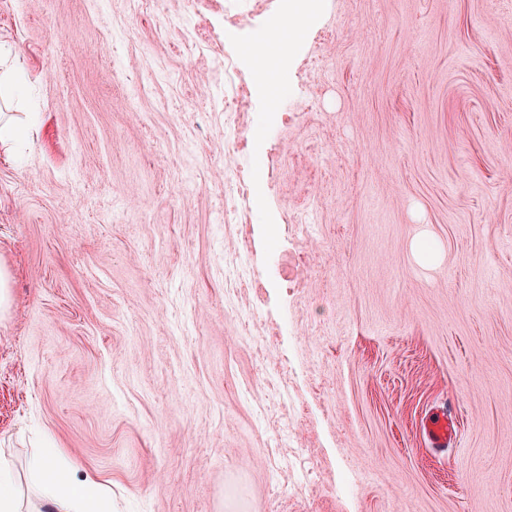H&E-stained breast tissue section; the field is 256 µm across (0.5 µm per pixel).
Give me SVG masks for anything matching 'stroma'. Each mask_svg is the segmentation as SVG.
<instances>
[{"label": "stroma", "mask_w": 512, "mask_h": 512, "mask_svg": "<svg viewBox=\"0 0 512 512\" xmlns=\"http://www.w3.org/2000/svg\"><path fill=\"white\" fill-rule=\"evenodd\" d=\"M284 5L0 0L27 88L0 114L36 119L0 147L24 499L48 446L112 512H512V0H321L269 99L242 48ZM228 96L250 225L224 221ZM457 430L455 418L444 410L432 412L423 427L427 442L432 448H447Z\"/></svg>", "instance_id": "obj_1"}]
</instances>
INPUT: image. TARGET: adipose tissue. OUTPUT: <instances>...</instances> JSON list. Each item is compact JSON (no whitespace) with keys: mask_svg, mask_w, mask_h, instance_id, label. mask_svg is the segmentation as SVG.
I'll return each mask as SVG.
<instances>
[{"mask_svg":"<svg viewBox=\"0 0 512 512\" xmlns=\"http://www.w3.org/2000/svg\"><path fill=\"white\" fill-rule=\"evenodd\" d=\"M288 10L292 20L267 32L265 51L246 50L252 68L279 75L286 47L298 45L303 31L319 18L315 0H307L302 8L290 0ZM28 472L38 498L34 512H112V497L98 477L80 474L75 461H60L57 449H40L29 459Z\"/></svg>","mask_w":512,"mask_h":512,"instance_id":"1","label":"adipose tissue"}]
</instances>
